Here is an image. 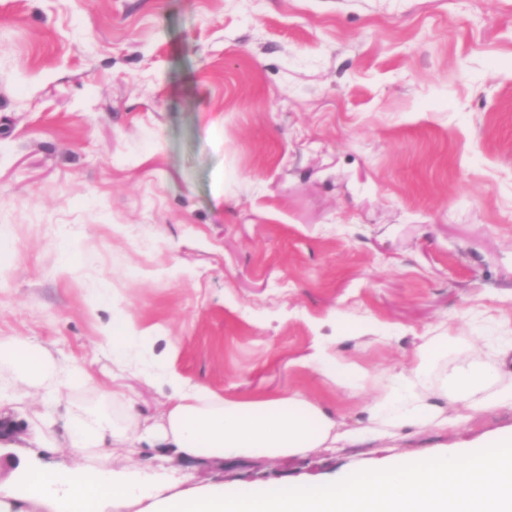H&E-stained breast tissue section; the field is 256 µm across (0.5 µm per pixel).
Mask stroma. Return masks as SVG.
Returning <instances> with one entry per match:
<instances>
[{"instance_id": "stroma-1", "label": "stroma", "mask_w": 512, "mask_h": 512, "mask_svg": "<svg viewBox=\"0 0 512 512\" xmlns=\"http://www.w3.org/2000/svg\"><path fill=\"white\" fill-rule=\"evenodd\" d=\"M0 230V337L159 417L168 388L102 337L121 313L189 384L299 391L356 426L376 387L301 360L389 375L449 329L482 354L512 337V0H0ZM89 398L0 400L20 426L0 481L22 497L70 461ZM510 428L500 409L284 459L107 454L201 486L331 483Z\"/></svg>"}]
</instances>
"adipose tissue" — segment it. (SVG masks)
<instances>
[{
    "label": "adipose tissue",
    "instance_id": "1",
    "mask_svg": "<svg viewBox=\"0 0 512 512\" xmlns=\"http://www.w3.org/2000/svg\"><path fill=\"white\" fill-rule=\"evenodd\" d=\"M453 332L420 345L414 367L388 376L366 409L361 429L338 430L334 416L301 394L230 399L189 385L165 363L148 367L146 380H160L170 402L159 422L128 413L116 417L117 393L99 392L98 404L71 403L66 445L70 465L35 475L33 497L17 505L0 484V512H512V430L470 446L426 458L392 460L376 472L351 471L333 485L280 482L259 489L159 487L145 496L107 471L88 468L90 452L115 443L146 442L197 462L224 458H288L342 440L396 438L427 426L448 427L449 406L465 417L512 407L506 363L512 342L494 360L460 354ZM72 370L50 351L17 338L0 337V388L52 394Z\"/></svg>",
    "mask_w": 512,
    "mask_h": 512
}]
</instances>
